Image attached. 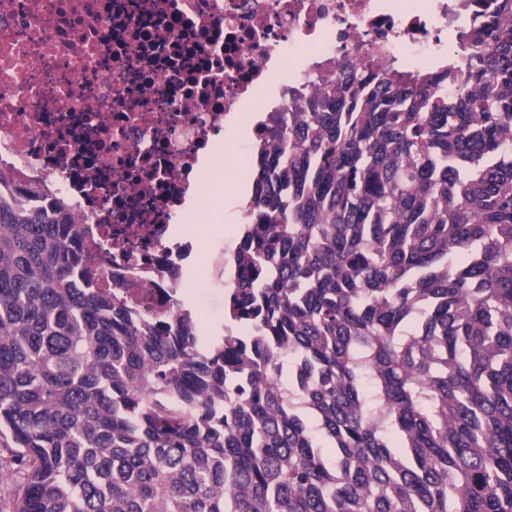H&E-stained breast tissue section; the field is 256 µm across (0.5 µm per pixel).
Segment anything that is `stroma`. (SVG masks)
Masks as SVG:
<instances>
[{"label": "stroma", "mask_w": 512, "mask_h": 512, "mask_svg": "<svg viewBox=\"0 0 512 512\" xmlns=\"http://www.w3.org/2000/svg\"><path fill=\"white\" fill-rule=\"evenodd\" d=\"M246 157L235 152L215 158L213 165L224 187L220 199L223 220L210 223V210L193 214L188 225L177 227V234H191L197 248L186 262L184 281L176 298L184 307L197 309L202 333L217 336L224 331V253L239 241L241 220L238 203L241 186L251 179Z\"/></svg>", "instance_id": "obj_1"}]
</instances>
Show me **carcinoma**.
<instances>
[{
	"label": "carcinoma",
	"mask_w": 512,
	"mask_h": 512,
	"mask_svg": "<svg viewBox=\"0 0 512 512\" xmlns=\"http://www.w3.org/2000/svg\"><path fill=\"white\" fill-rule=\"evenodd\" d=\"M463 7L459 58L299 96L221 336L94 287L64 202L0 199L13 512H512V0Z\"/></svg>",
	"instance_id": "carcinoma-1"
}]
</instances>
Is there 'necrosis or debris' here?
<instances>
[{"mask_svg": "<svg viewBox=\"0 0 512 512\" xmlns=\"http://www.w3.org/2000/svg\"><path fill=\"white\" fill-rule=\"evenodd\" d=\"M469 20L461 0H0V171L67 204L98 288L164 318L194 249L172 227L227 133L271 148L294 90L379 47L456 56Z\"/></svg>", "mask_w": 512, "mask_h": 512, "instance_id": "1", "label": "necrosis or debris"}]
</instances>
